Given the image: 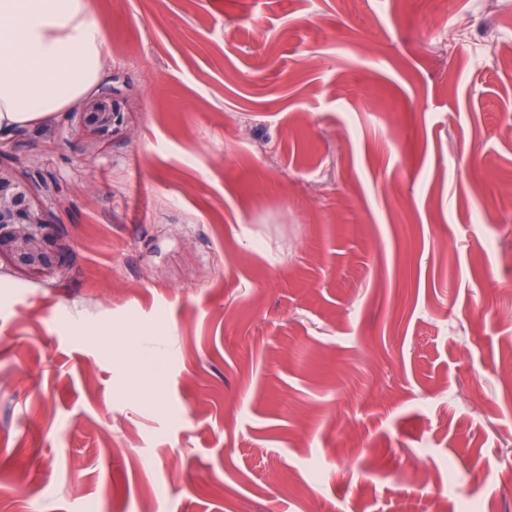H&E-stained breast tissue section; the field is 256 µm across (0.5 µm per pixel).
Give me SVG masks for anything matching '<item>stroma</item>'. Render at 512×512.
I'll return each mask as SVG.
<instances>
[{
	"mask_svg": "<svg viewBox=\"0 0 512 512\" xmlns=\"http://www.w3.org/2000/svg\"><path fill=\"white\" fill-rule=\"evenodd\" d=\"M92 6L122 135L0 136L74 254L0 274V512H512V0Z\"/></svg>",
	"mask_w": 512,
	"mask_h": 512,
	"instance_id": "1",
	"label": "stroma"
}]
</instances>
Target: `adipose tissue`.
Wrapping results in <instances>:
<instances>
[{
  "label": "adipose tissue",
  "instance_id": "adipose-tissue-1",
  "mask_svg": "<svg viewBox=\"0 0 512 512\" xmlns=\"http://www.w3.org/2000/svg\"><path fill=\"white\" fill-rule=\"evenodd\" d=\"M104 43L89 0H0V135L91 94Z\"/></svg>",
  "mask_w": 512,
  "mask_h": 512
}]
</instances>
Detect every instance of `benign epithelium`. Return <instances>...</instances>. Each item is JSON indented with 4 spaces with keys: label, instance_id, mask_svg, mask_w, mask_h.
<instances>
[{
    "label": "benign epithelium",
    "instance_id": "7a95c632",
    "mask_svg": "<svg viewBox=\"0 0 512 512\" xmlns=\"http://www.w3.org/2000/svg\"><path fill=\"white\" fill-rule=\"evenodd\" d=\"M125 116L120 92L110 82L84 99L79 121L88 147L104 137L120 135ZM45 196L39 179L32 175L23 179L8 157L0 154V260L35 277L63 274L72 265L62 226L47 218Z\"/></svg>",
    "mask_w": 512,
    "mask_h": 512
}]
</instances>
